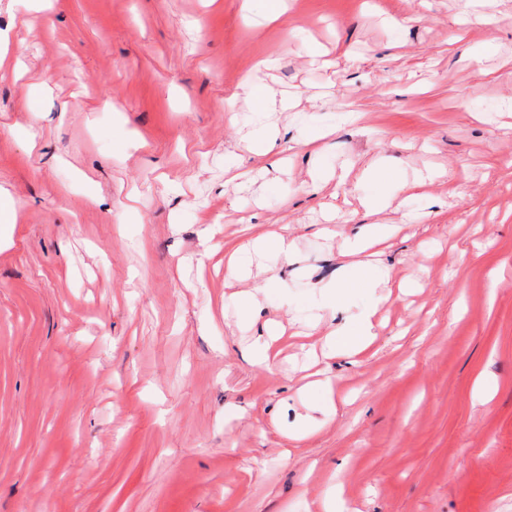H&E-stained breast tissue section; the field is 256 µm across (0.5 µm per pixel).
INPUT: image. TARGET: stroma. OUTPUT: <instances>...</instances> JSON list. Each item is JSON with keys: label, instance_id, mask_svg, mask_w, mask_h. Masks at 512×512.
<instances>
[{"label": "stroma", "instance_id": "1", "mask_svg": "<svg viewBox=\"0 0 512 512\" xmlns=\"http://www.w3.org/2000/svg\"><path fill=\"white\" fill-rule=\"evenodd\" d=\"M289 3L271 22L243 0H52L37 15L0 0L21 64L0 71V186L19 211L0 223V512H301L335 472L347 512H512V115L472 116L512 97V0L486 23L461 20L460 0ZM296 29L329 68L308 66ZM265 56V83L299 111L359 119L305 149L293 113H271L291 163L256 154L237 90ZM228 157L246 188L226 183ZM377 157L408 180L445 169L418 187L420 219L366 217L351 182L311 187ZM324 207L344 233L400 225L382 263L424 288L391 297L360 363L321 360L336 414L295 449L314 405L304 347L328 327L296 338L287 304L309 312L350 262L320 234ZM283 224L298 256H260L279 287L241 333L247 284L223 249ZM269 320L287 337L267 370L246 347Z\"/></svg>", "mask_w": 512, "mask_h": 512}]
</instances>
